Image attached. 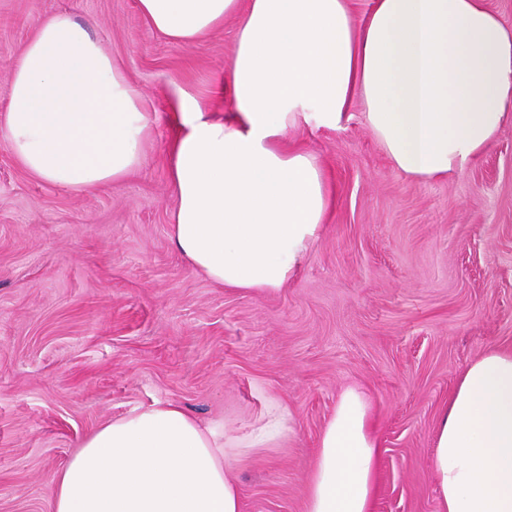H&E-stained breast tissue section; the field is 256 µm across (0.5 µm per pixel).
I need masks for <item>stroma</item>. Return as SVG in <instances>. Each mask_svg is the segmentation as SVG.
Returning a JSON list of instances; mask_svg holds the SVG:
<instances>
[{"label":"stroma","instance_id":"stroma-1","mask_svg":"<svg viewBox=\"0 0 512 512\" xmlns=\"http://www.w3.org/2000/svg\"><path fill=\"white\" fill-rule=\"evenodd\" d=\"M68 12L117 61L153 121L139 169L77 193L28 174L0 136V512H52L54 477L104 422L156 401L223 423L243 512H303L318 438L342 390L370 397L374 512H437L433 439L463 369L512 347V121L442 181L409 179L361 118L305 125L333 204L303 269L249 295L174 250L167 146L178 97L227 109L236 21L196 43L137 0H0V109L39 23ZM290 431L245 442L271 410Z\"/></svg>","mask_w":512,"mask_h":512}]
</instances>
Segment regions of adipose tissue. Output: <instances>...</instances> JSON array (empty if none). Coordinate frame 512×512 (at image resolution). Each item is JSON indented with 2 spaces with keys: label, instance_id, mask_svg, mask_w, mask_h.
I'll return each mask as SVG.
<instances>
[{
  "label": "adipose tissue",
  "instance_id": "obj_1",
  "mask_svg": "<svg viewBox=\"0 0 512 512\" xmlns=\"http://www.w3.org/2000/svg\"><path fill=\"white\" fill-rule=\"evenodd\" d=\"M165 36L193 42L237 20L231 108L180 96L169 146L170 240L192 269L238 293H275L300 271L331 204L321 164L288 147L316 120L361 113L417 181L462 172L512 120V27L484 0H138ZM0 134L32 176L75 192L140 167L150 118L120 66L72 15L43 20L15 59ZM370 403L344 390L322 431L304 512H372ZM221 424L156 401L87 435L55 477L52 512H242ZM438 512H512V349L461 374L435 431Z\"/></svg>",
  "mask_w": 512,
  "mask_h": 512
}]
</instances>
